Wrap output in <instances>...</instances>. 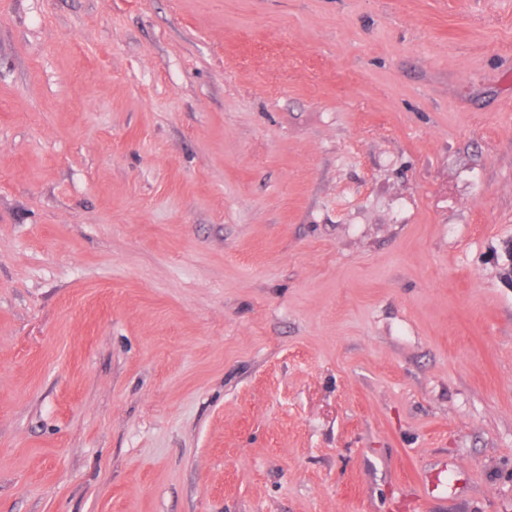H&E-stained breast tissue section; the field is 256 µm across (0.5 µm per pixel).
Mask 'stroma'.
<instances>
[{
	"label": "stroma",
	"mask_w": 512,
	"mask_h": 512,
	"mask_svg": "<svg viewBox=\"0 0 512 512\" xmlns=\"http://www.w3.org/2000/svg\"><path fill=\"white\" fill-rule=\"evenodd\" d=\"M512 0H0V512H512Z\"/></svg>",
	"instance_id": "35a3bbf8"
}]
</instances>
